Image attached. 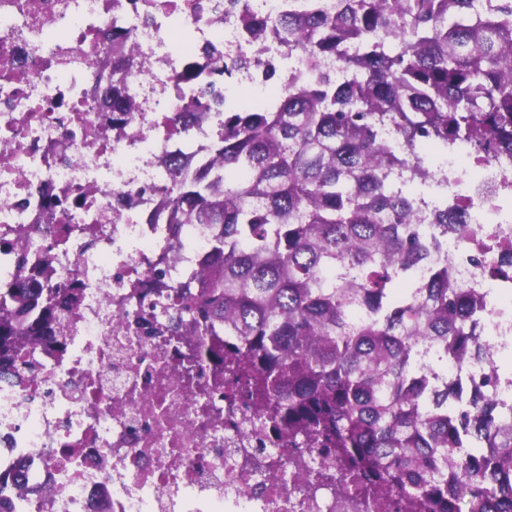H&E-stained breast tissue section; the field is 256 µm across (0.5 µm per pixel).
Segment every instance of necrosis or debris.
I'll return each instance as SVG.
<instances>
[{"mask_svg":"<svg viewBox=\"0 0 512 512\" xmlns=\"http://www.w3.org/2000/svg\"><path fill=\"white\" fill-rule=\"evenodd\" d=\"M288 0H0V283L45 269L65 296L63 343L30 349L24 382L0 374V498L12 512H411L395 492L365 504L335 455L295 446L206 346L170 292L206 267L211 232L171 228L162 154L212 158L224 112L268 106L336 57L289 55L274 21ZM265 21L251 38L241 18ZM128 52L112 55L113 35ZM128 104L112 109L113 98ZM206 99L199 118L191 101ZM432 178L467 224L433 264L475 302L478 367L449 357L448 386L512 404L496 357L512 350V158L459 139L432 148ZM77 200L48 221L55 197ZM180 245L170 249L171 235Z\"/></svg>","mask_w":512,"mask_h":512,"instance_id":"4bbe7bcc","label":"necrosis or debris"}]
</instances>
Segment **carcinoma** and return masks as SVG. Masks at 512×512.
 <instances>
[{
    "label": "carcinoma",
    "instance_id": "obj_1",
    "mask_svg": "<svg viewBox=\"0 0 512 512\" xmlns=\"http://www.w3.org/2000/svg\"><path fill=\"white\" fill-rule=\"evenodd\" d=\"M473 0H294L277 19L288 47L335 56L353 74L288 86L270 107L224 113V139L190 172L165 159L174 199L168 223L212 224V263L180 298L199 341L221 323L247 350L238 377L276 399L274 422L311 446L340 451L367 491H399L429 512H512V407L494 392L448 407L440 362L418 369L423 344L448 361L480 362L471 341L478 309L448 270L430 268L431 244L408 197L387 178L401 165L428 176L417 143L467 138L484 154H512V0L486 15ZM401 41L390 51L369 35ZM362 41L364 52L345 45ZM391 124L408 147L382 140ZM433 242L448 241V208ZM0 285V368L23 381L24 350L56 321L54 294ZM40 307L32 320L29 312Z\"/></svg>",
    "mask_w": 512,
    "mask_h": 512
}]
</instances>
